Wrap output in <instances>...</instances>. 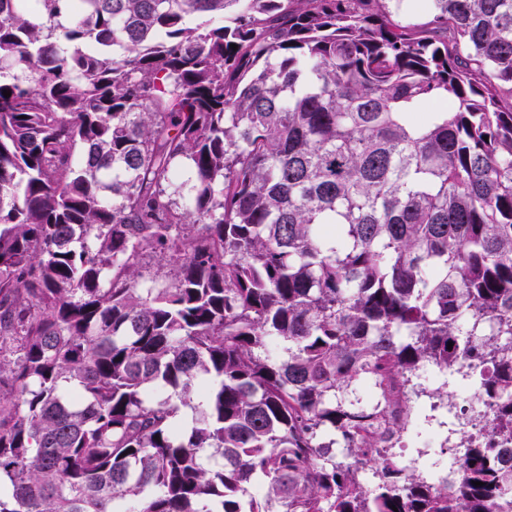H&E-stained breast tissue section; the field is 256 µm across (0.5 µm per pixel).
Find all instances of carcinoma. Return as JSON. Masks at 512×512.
I'll use <instances>...</instances> for the list:
<instances>
[{"instance_id":"obj_1","label":"carcinoma","mask_w":512,"mask_h":512,"mask_svg":"<svg viewBox=\"0 0 512 512\" xmlns=\"http://www.w3.org/2000/svg\"><path fill=\"white\" fill-rule=\"evenodd\" d=\"M429 9L0 0V512H506L512 0ZM438 387L436 385H432L426 388L428 393L435 392V388ZM428 393L421 397L419 400H416L415 409L419 414V420L417 422L418 427L421 428H431L434 430H438V424L440 421L448 422L447 418H441L437 412H433L430 410L429 403L437 402L438 399L435 396H428ZM437 416V418L432 417ZM411 445L407 448H404V451L410 450L413 451ZM417 454H422L424 458L426 457V463L429 466V475L434 480H446L448 479V484L453 482L457 477V470L455 464L456 452L449 450L445 454H430L429 452L423 451L421 448H414Z\"/></svg>"}]
</instances>
